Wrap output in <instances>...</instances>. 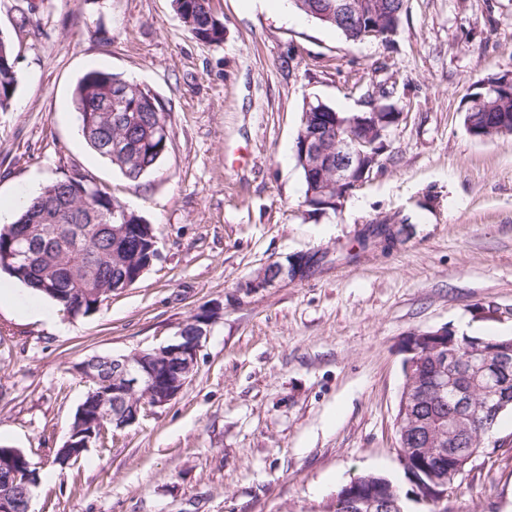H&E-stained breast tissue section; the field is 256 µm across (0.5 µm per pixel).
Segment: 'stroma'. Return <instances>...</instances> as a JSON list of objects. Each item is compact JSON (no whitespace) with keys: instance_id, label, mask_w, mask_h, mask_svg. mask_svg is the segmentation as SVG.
<instances>
[{"instance_id":"stroma-1","label":"stroma","mask_w":512,"mask_h":512,"mask_svg":"<svg viewBox=\"0 0 512 512\" xmlns=\"http://www.w3.org/2000/svg\"><path fill=\"white\" fill-rule=\"evenodd\" d=\"M224 39L195 38L172 0H0L17 88L0 112V200L78 169L152 224L159 258L93 314L19 313L47 298L0 273V446L44 480L31 512H326L366 472L430 512L398 461L395 416L410 333L512 336V136L480 141L461 102L512 71V0H404L389 44H348L293 8L210 0ZM133 81L169 115L138 181L84 143L72 91L89 69ZM401 112L383 166L338 212L304 205L296 141L306 100L363 112L377 87ZM430 197L434 207L422 208ZM409 218L408 239L360 245L365 224ZM322 249L306 280L236 300L265 263ZM220 306L182 393L51 464L86 385L74 366L168 344ZM448 492L447 512H512V412Z\"/></svg>"}]
</instances>
